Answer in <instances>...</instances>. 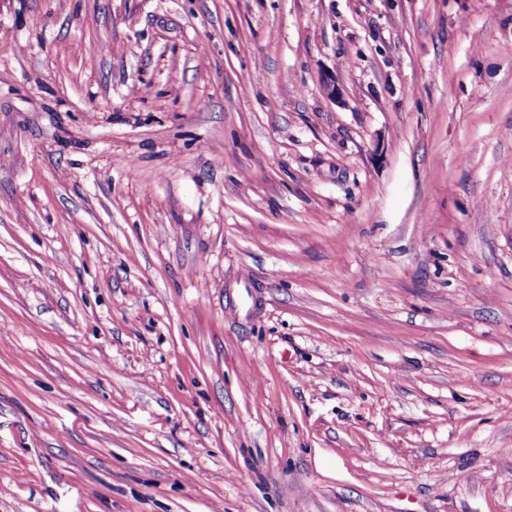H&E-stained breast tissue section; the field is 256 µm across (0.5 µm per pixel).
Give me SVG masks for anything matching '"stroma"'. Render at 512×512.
Returning <instances> with one entry per match:
<instances>
[{"mask_svg":"<svg viewBox=\"0 0 512 512\" xmlns=\"http://www.w3.org/2000/svg\"><path fill=\"white\" fill-rule=\"evenodd\" d=\"M0 512H512V0H0Z\"/></svg>","mask_w":512,"mask_h":512,"instance_id":"35a3bbf8","label":"stroma"}]
</instances>
